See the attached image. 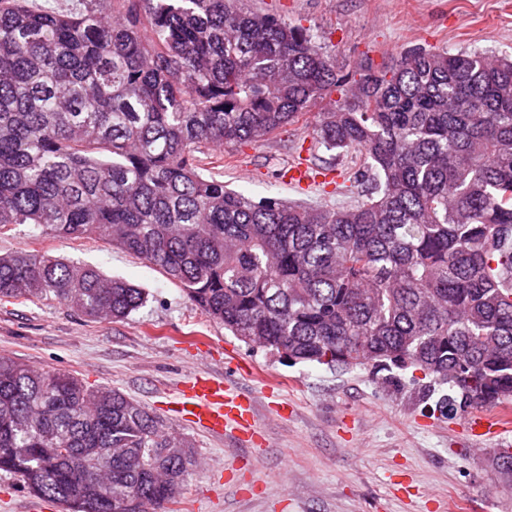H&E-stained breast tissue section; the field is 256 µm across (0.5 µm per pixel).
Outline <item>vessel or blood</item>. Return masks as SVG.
I'll return each instance as SVG.
<instances>
[{
  "label": "vessel or blood",
  "instance_id": "obj_1",
  "mask_svg": "<svg viewBox=\"0 0 512 512\" xmlns=\"http://www.w3.org/2000/svg\"><path fill=\"white\" fill-rule=\"evenodd\" d=\"M178 414L204 430L219 434L228 424L247 434L255 432L254 406L231 384L205 375L188 380L182 390ZM474 427L489 435L512 431V416L499 412L474 419Z\"/></svg>",
  "mask_w": 512,
  "mask_h": 512
}]
</instances>
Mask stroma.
<instances>
[{
  "label": "stroma",
  "instance_id": "obj_1",
  "mask_svg": "<svg viewBox=\"0 0 512 512\" xmlns=\"http://www.w3.org/2000/svg\"><path fill=\"white\" fill-rule=\"evenodd\" d=\"M253 10L310 29L343 70L384 67L421 46L451 53L512 54V0H245ZM355 165L332 155L304 123L272 140L225 148L214 170L253 198L335 205L321 185L287 182L298 158ZM46 252L97 267L144 288L147 302L121 320L89 321L54 300L0 299V357L111 386L193 446L196 464L176 512H512V475L491 451L512 433L472 436L469 415L448 414V389L421 372H374L283 361L245 344L191 303L148 262L88 237L64 239L19 224L0 235V254ZM195 373L233 383L255 403L260 442L238 430L203 431L175 420L171 402Z\"/></svg>",
  "mask_w": 512,
  "mask_h": 512
}]
</instances>
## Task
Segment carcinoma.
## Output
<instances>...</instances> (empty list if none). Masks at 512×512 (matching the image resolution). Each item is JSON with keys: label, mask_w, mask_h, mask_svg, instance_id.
<instances>
[{"label": "carcinoma", "mask_w": 512, "mask_h": 512, "mask_svg": "<svg viewBox=\"0 0 512 512\" xmlns=\"http://www.w3.org/2000/svg\"><path fill=\"white\" fill-rule=\"evenodd\" d=\"M339 98L326 105L331 92ZM312 117L358 151L354 202L256 200L224 147ZM96 236L248 344L420 370L459 408L512 402V58L412 48L343 72L309 29L241 0H0V232ZM0 298L123 319L144 289L0 255ZM191 444L140 404L0 358V470L66 512H172Z\"/></svg>", "instance_id": "carcinoma-1"}]
</instances>
